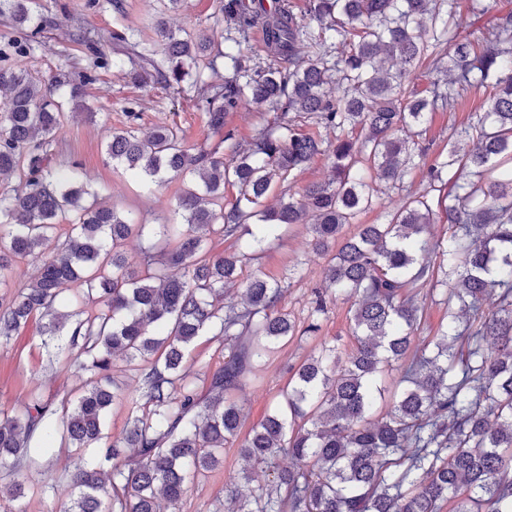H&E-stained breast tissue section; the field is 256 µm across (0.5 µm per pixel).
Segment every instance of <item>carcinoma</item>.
<instances>
[{"instance_id":"cac0c4a2","label":"carcinoma","mask_w":512,"mask_h":512,"mask_svg":"<svg viewBox=\"0 0 512 512\" xmlns=\"http://www.w3.org/2000/svg\"><path fill=\"white\" fill-rule=\"evenodd\" d=\"M458 0H220L218 34L183 36L158 24L161 58L126 33L100 38L79 28L74 41L95 69L122 55L161 88L193 89L197 109L218 137L187 147L177 128L157 126L140 137L141 114L126 108L128 127L112 133L106 154L134 176L160 183L167 176L199 180L177 196L181 223H159L145 252L144 270L128 269L121 250L145 225L111 206L89 203L77 163L52 165L64 105L89 111L88 73L58 69L46 81L17 59L34 54L43 26L28 0H0V17L19 37L0 44V177L17 176L0 196V288L15 262L38 266L32 284L0 294V344L34 316L44 334L68 327L66 359L90 375L71 411L39 394L0 411V467L37 475L32 487H53L31 449L50 446L54 433L73 449L66 479L76 496L64 512H170L191 484L223 459L238 438L243 413L233 393L256 359L298 327L278 310L283 288L256 276L242 307L224 304L238 281L244 255L212 257L214 236L233 237L258 225L254 250L284 224H311L312 246L336 248L324 285L314 292L315 315L330 298L351 301L354 346L340 355L333 341L294 372L284 402L240 443L243 479L261 467L272 479L248 494L224 487V512H512V13L471 40H459ZM263 31L272 54L263 65L248 46ZM224 60V77L209 80ZM425 66V83L416 68ZM486 106L468 126L452 130L448 147L426 162L420 141L431 112H451L471 91ZM280 112L276 129H261L230 159L234 139L227 117L243 103ZM309 118L337 132L330 145L295 132ZM318 155L333 178L305 187L290 177ZM427 165L429 186L450 187L437 202L405 191L409 170ZM237 189L224 208V186ZM274 205L264 204L275 189ZM400 197L385 224L345 225L383 197ZM448 239L428 236L437 210ZM69 222L65 240L57 230ZM440 257L435 264L430 254ZM442 286L448 320L428 344L412 352L426 296ZM99 305L94 316L83 307ZM217 327L229 354L209 378L205 395L188 370L195 339ZM137 367L138 395L111 385L112 360ZM399 367L398 387L385 398L386 376ZM116 402L129 411L124 437L97 459L83 452L103 439L106 413ZM286 455L292 465L281 468ZM26 483L0 477V496L18 498Z\"/></svg>"}]
</instances>
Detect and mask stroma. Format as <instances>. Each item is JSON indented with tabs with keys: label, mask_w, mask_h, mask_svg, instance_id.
Returning <instances> with one entry per match:
<instances>
[{
	"label": "stroma",
	"mask_w": 512,
	"mask_h": 512,
	"mask_svg": "<svg viewBox=\"0 0 512 512\" xmlns=\"http://www.w3.org/2000/svg\"><path fill=\"white\" fill-rule=\"evenodd\" d=\"M86 0H34L33 8L49 23L43 44L28 64L48 76L59 68L85 70L91 60L84 48L69 41L71 29L81 26L104 38V51L112 46L106 38L113 28L133 30L137 41L154 54H162L164 42L156 30L165 23L176 33H212L218 12V0H183L180 7H171L169 0H121L122 11L111 4L99 10L85 9ZM96 82L86 88V102L95 111V118L67 114L56 134L54 163L79 162L82 179L98 194L99 202L132 212L142 224L154 223L161 215L171 214L182 189L181 180L166 181L147 188L121 169L106 154V143L112 132L127 128L124 108L137 102L141 112L139 129L148 132L158 124H177L185 143L194 146L204 142L209 131L197 112L191 95H167L152 83L134 81L127 69L113 67L96 70ZM484 99L483 93L469 94L452 112H433L423 125V138L433 150H441L448 142L451 127L466 125L472 112ZM309 225L283 227L265 250L253 259H244L241 280L262 275L279 284L284 295L279 308L287 313L302 333L276 345L268 356L258 359L249 382L234 398L243 408L245 427H252L267 416L283 400L292 373L324 340H337L340 351H348L353 343L350 331V302L330 303L320 318H312L311 301L315 288L321 287L329 255L315 253L311 246ZM318 321L317 333H306L311 321ZM41 318L30 323L8 344L0 346V410L8 412L27 401L31 393H39L52 401L58 412H65L70 400L79 395L88 379L87 373L70 366L66 359L50 361L41 335ZM224 339L215 331L200 336L191 346L189 363L196 377L199 392H206L211 372L224 363ZM244 463L237 444H226L224 459L214 471L195 481L183 498L179 512H214L224 497L226 484L241 483L243 491L265 484L263 472L253 475L252 483L241 481ZM72 498L71 485L59 478L46 494H27L24 498L0 501V512H63Z\"/></svg>",
	"instance_id": "stroma-1"
}]
</instances>
